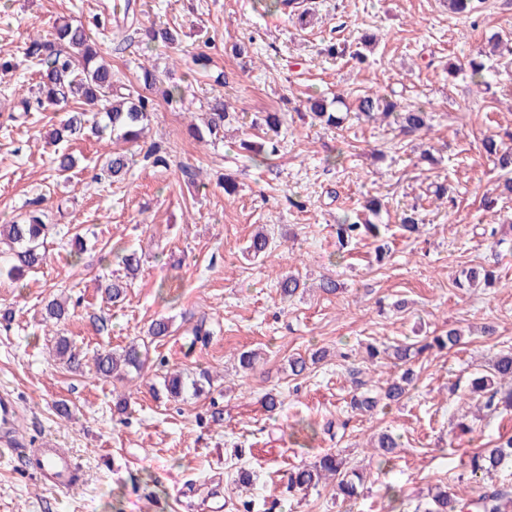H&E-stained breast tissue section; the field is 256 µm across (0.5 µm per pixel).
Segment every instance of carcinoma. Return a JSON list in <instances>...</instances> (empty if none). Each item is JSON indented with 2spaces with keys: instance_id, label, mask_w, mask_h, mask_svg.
<instances>
[{
  "instance_id": "1",
  "label": "carcinoma",
  "mask_w": 512,
  "mask_h": 512,
  "mask_svg": "<svg viewBox=\"0 0 512 512\" xmlns=\"http://www.w3.org/2000/svg\"><path fill=\"white\" fill-rule=\"evenodd\" d=\"M270 6L276 11L303 21L307 11L300 10L299 0H269ZM148 41L154 49H168L179 42V33L169 27L148 30ZM28 57L36 61L40 67V95L30 100H21L22 110L29 112L32 108L40 109L46 103L58 104L67 100L84 102L97 109L105 124H100L97 117H88L87 113L73 111L68 113L61 126L54 130L50 138L53 143L64 139L77 140L84 136L100 137L110 132L116 139L130 144L140 141L143 130L148 126L151 112L154 109L153 97L147 92L159 88L162 80L156 71L141 67V75L136 82L112 80V68L107 65L98 53L96 42L88 28L81 24H73L61 20L54 26V33L49 38L34 40L27 48ZM306 111L312 119L329 126L338 127L344 121L339 112L331 109V105L322 97H310L306 101ZM355 111L366 118L381 115L385 118L394 117L402 131L408 134L428 129V114L420 106L403 107L385 94L368 92L356 99ZM229 113L224 110V100L214 99L211 105L207 133H198L199 139L204 135L216 136L224 128ZM482 148L487 156L494 158L496 166L504 172L503 194L512 195V147L504 145L495 135L484 136ZM129 158L124 151H115L109 155L106 169L112 177H120L126 173ZM52 230V225L45 223V211L41 208L29 212L22 223L1 224L0 244L8 247L10 267L8 275L22 279L26 273L38 268L45 261L42 246L45 238ZM373 237L379 234V225L370 219L357 218L352 221L345 217L336 224V234L340 244L358 239L362 234ZM271 246L268 232L260 229L249 240L247 251L255 257H266ZM302 283L294 275L282 276L277 280V288L281 299L294 297ZM212 331L207 327L206 319L202 318L190 330L191 338L188 349H193L199 342L204 343ZM463 344V336L456 329H450L442 336H435L432 341L422 345L404 343L379 348L374 344L365 347L364 361L378 365L384 360L393 364H403L401 373L386 380V386L378 391L366 387L365 381L358 378L362 374L359 368L352 369L354 393L350 400L352 410L361 414L372 413L399 405L410 391L414 381V371L407 364L425 351L436 348L451 350ZM56 355L70 368H83L85 357L76 350L65 336L57 338ZM325 352L318 349L309 357L293 356L288 361L290 372L300 376L310 365L322 360ZM148 359L146 345L132 343L121 353L103 350L92 359L95 373L103 378L125 379L129 376H140ZM210 384L208 372L202 371L195 377H188L175 370L167 373L162 391L166 397L178 400L188 393L198 395ZM468 395L477 398V412L486 414L498 413L512 409V351L497 353L489 362L487 369L473 374L468 384ZM400 448L399 437L388 432L382 433L374 451L380 457V463L391 462ZM504 467H512V436H501L490 448H483L472 454L461 464L458 481L478 483L488 474ZM334 476L337 480L336 496L349 502L356 501L362 486V477L345 468L343 459L337 454L326 453L317 461L308 465H299L288 471V491H306L316 488L322 481ZM476 512H512V487L491 485L484 488L478 499L469 505L460 500L456 494L444 489L436 491L423 512H463L467 507Z\"/></svg>"
}]
</instances>
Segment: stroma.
I'll return each mask as SVG.
<instances>
[{
  "label": "stroma",
  "mask_w": 512,
  "mask_h": 512,
  "mask_svg": "<svg viewBox=\"0 0 512 512\" xmlns=\"http://www.w3.org/2000/svg\"><path fill=\"white\" fill-rule=\"evenodd\" d=\"M0 0V50L15 67L0 73V224L20 220L29 200L43 197L49 223L47 261L23 284L0 261V387L10 388L28 415L27 436L64 448L80 469L73 488L41 479L34 461L14 460L0 449V512H237L238 469L253 472L257 504L275 512H414L438 485L461 498L479 484H456L461 457L499 435L512 434V412L455 424L470 402L467 383L478 366L512 350V197L495 213L483 200L497 195L499 172L483 151L485 135L512 137V53L493 58L498 85L485 89L469 63L489 49L488 39H512V0H486L480 15L449 12L444 0H303L306 25L267 8L264 0ZM92 26L101 57L114 77L135 80L140 65L171 73L182 87L177 101L158 99L147 143L160 146L167 165L135 158L113 179L103 165L110 142L84 138L63 143L76 167L60 177L51 166L48 135L73 109L62 103L24 113L19 100L39 81L24 49L45 37L58 19ZM166 24L181 44L151 51L144 30ZM376 42L359 65L332 59L334 39ZM247 41L248 56L232 47ZM210 58L207 71L194 59ZM401 91L402 105L431 115L430 130L403 135L393 121L348 114L341 128L305 117L311 95L343 96L347 103L369 90ZM223 97L232 116L217 136L198 141L191 125L210 101ZM278 113V152L263 159L240 147L267 129L258 113ZM236 185L224 192L225 179ZM448 186L455 207L434 191ZM376 197L389 251L377 260L379 241L365 239L338 250L335 224L361 212ZM414 213L420 230L400 220ZM505 224L502 244L483 235L486 224ZM273 237L266 258L245 248L260 226ZM137 253L140 268L127 276L122 255ZM484 266L498 279L489 288H460L462 271ZM293 272L306 292L281 300L277 279ZM336 279V294L320 292L321 277ZM128 278L122 302L106 300L104 285ZM66 303L60 323L45 325V306ZM405 301L397 309L395 301ZM170 319L172 333L149 344V362L133 381L96 378L68 370L55 355L58 337L86 353L121 349L142 339L153 320ZM207 319L213 334L188 348L187 332ZM494 326V335L481 333ZM468 341L417 358L415 386L398 406L353 415L343 438L315 433L342 415L352 383L343 352L411 343L448 329ZM329 355L301 376L290 356L319 348ZM262 354L255 370H237L233 355ZM213 377L208 392L179 401L155 398L153 386L170 371ZM282 406L270 413L266 393ZM125 410H118V402ZM221 410L223 421L210 415ZM307 430H297L298 422ZM400 437L397 457L379 465L369 446L383 431ZM335 452L358 471L363 492L353 507L320 486L288 493L287 473ZM398 498H390L387 486Z\"/></svg>",
  "instance_id": "stroma-1"
}]
</instances>
